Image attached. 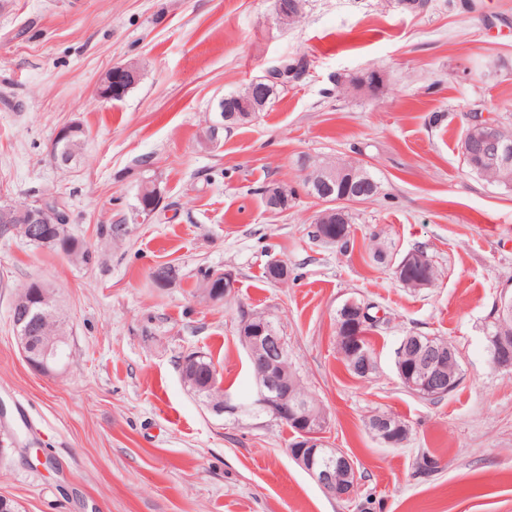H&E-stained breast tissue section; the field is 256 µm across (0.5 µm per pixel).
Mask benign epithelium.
<instances>
[{"mask_svg": "<svg viewBox=\"0 0 512 512\" xmlns=\"http://www.w3.org/2000/svg\"><path fill=\"white\" fill-rule=\"evenodd\" d=\"M141 78L138 66L131 63L113 65L104 75L99 88L101 98L110 101L114 97L113 88L120 87L127 91L136 86ZM485 126L481 115L474 114L466 132L465 146L470 148L479 145L487 163L497 168H507L512 165L507 146L503 141L489 135H482L479 130ZM148 196L153 205L140 220L150 219L160 205V193L156 185L147 183L139 192V197ZM58 208L56 198L44 197L28 207L13 204L0 205V224H22L26 237L36 239L41 235V225L56 219ZM426 267L425 259L418 253H410L395 268L396 277L402 284L413 285L417 288L428 286L426 275H411L413 269ZM223 279L221 285L212 284L203 288V295L209 301L219 299L226 301L235 295V277L229 271L216 274ZM55 300L52 289L43 284L32 290L27 296L17 299L13 307L33 314L32 321L25 324L15 322L16 339L20 350L27 361L37 358L35 365L44 374L54 372L58 363V351L64 342L62 336H32V327L46 322L47 316L53 313ZM367 314L366 305L349 300L340 310L343 320L357 323L364 321ZM239 340L247 350L250 359L260 368V379L255 388L253 398L246 404H237L224 397L219 405L213 407L218 413L243 412L255 416H270L280 422H289L296 426L307 441L297 443L289 450V455L310 475L315 483L329 497L339 500L351 499L358 489L356 463L345 454L332 448L326 440L327 417L324 413L310 407L300 400L294 387L288 386L283 366L265 356L257 354L259 348H285L286 337L280 327L269 319V315H250L239 325ZM345 341L355 358L354 368L361 378L370 377L375 370V361L369 352L363 349L359 337L348 336ZM489 353L492 362L501 369L512 368V339L505 336L489 338ZM453 356V350L441 345L427 343L420 353L418 364L412 370H399V375L405 386L417 392H432L444 387L448 381L445 364ZM373 431L377 438L388 445H399L405 442V432L392 424L386 414L372 417Z\"/></svg>", "mask_w": 512, "mask_h": 512, "instance_id": "7a95c632", "label": "benign epithelium"}]
</instances>
